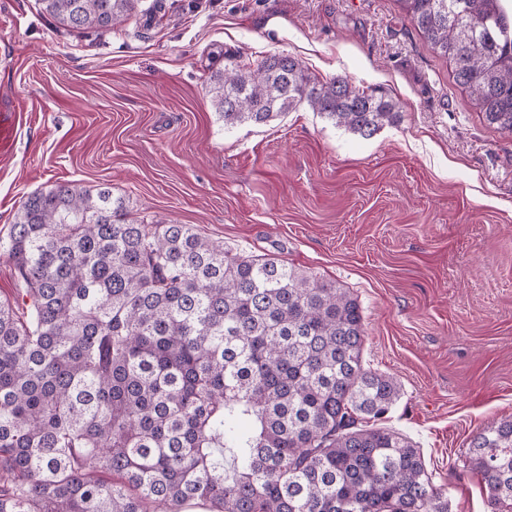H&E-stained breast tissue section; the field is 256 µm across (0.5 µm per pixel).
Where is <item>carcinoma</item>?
Here are the masks:
<instances>
[{
  "label": "carcinoma",
  "instance_id": "obj_1",
  "mask_svg": "<svg viewBox=\"0 0 512 512\" xmlns=\"http://www.w3.org/2000/svg\"><path fill=\"white\" fill-rule=\"evenodd\" d=\"M488 125L512 134V0H398ZM67 31L148 26L164 0H38ZM224 126L302 105L365 139L396 103L290 55L211 72ZM0 300V512H448L420 449L377 426L397 380L364 364L346 288L268 255L149 222L72 180L30 193ZM512 512V417L469 445ZM24 283L17 277L12 261L2 247L0 249V300H9L13 304L19 303L21 310V292Z\"/></svg>",
  "mask_w": 512,
  "mask_h": 512
}]
</instances>
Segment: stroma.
Wrapping results in <instances>:
<instances>
[{
    "label": "stroma",
    "instance_id": "obj_1",
    "mask_svg": "<svg viewBox=\"0 0 512 512\" xmlns=\"http://www.w3.org/2000/svg\"><path fill=\"white\" fill-rule=\"evenodd\" d=\"M149 30L69 32L0 0V241L32 191L107 185L147 220L189 224L349 288L364 359L400 398L448 512H490L472 436L512 416V135L489 127L398 0H165ZM299 59L397 104L365 139L300 107L225 127L220 56Z\"/></svg>",
    "mask_w": 512,
    "mask_h": 512
}]
</instances>
